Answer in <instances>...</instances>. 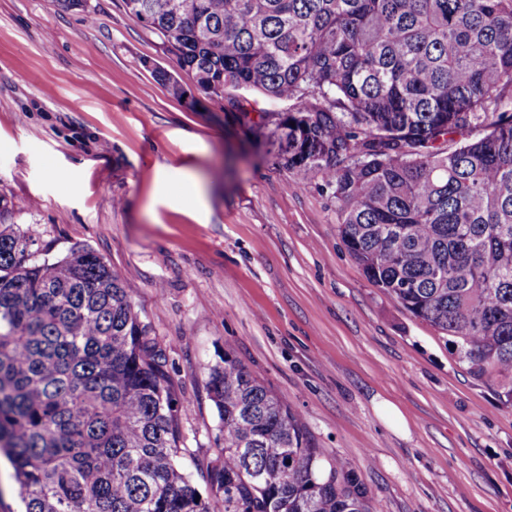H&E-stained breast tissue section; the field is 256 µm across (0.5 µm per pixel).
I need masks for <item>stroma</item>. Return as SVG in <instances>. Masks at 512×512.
Returning a JSON list of instances; mask_svg holds the SVG:
<instances>
[{
  "instance_id": "1",
  "label": "stroma",
  "mask_w": 512,
  "mask_h": 512,
  "mask_svg": "<svg viewBox=\"0 0 512 512\" xmlns=\"http://www.w3.org/2000/svg\"><path fill=\"white\" fill-rule=\"evenodd\" d=\"M155 65L177 71L122 0H0V195L53 255L86 245L120 274L185 448L216 451L205 383L229 351L384 512H512V407L362 274L311 176L254 151L235 113L188 110Z\"/></svg>"
}]
</instances>
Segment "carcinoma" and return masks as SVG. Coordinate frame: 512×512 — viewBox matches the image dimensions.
Instances as JSON below:
<instances>
[{
	"instance_id": "obj_1",
	"label": "carcinoma",
	"mask_w": 512,
	"mask_h": 512,
	"mask_svg": "<svg viewBox=\"0 0 512 512\" xmlns=\"http://www.w3.org/2000/svg\"><path fill=\"white\" fill-rule=\"evenodd\" d=\"M122 2L280 165L320 180L365 277L512 407V0ZM240 89L292 108L255 111ZM10 215L0 196V453L25 512H379L227 353L206 381L215 458L182 467L178 387L120 275L85 245L49 257Z\"/></svg>"
}]
</instances>
